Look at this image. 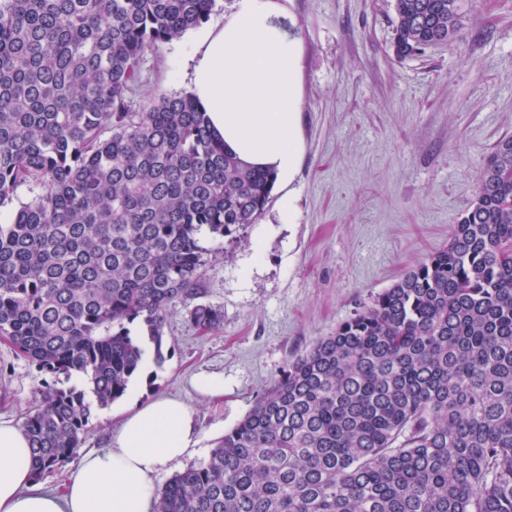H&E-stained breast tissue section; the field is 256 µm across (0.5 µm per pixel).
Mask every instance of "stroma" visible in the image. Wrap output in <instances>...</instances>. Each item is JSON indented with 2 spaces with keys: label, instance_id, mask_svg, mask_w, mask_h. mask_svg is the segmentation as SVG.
<instances>
[{
  "label": "stroma",
  "instance_id": "1",
  "mask_svg": "<svg viewBox=\"0 0 512 512\" xmlns=\"http://www.w3.org/2000/svg\"><path fill=\"white\" fill-rule=\"evenodd\" d=\"M277 3L301 51L298 170L205 268V299L223 308V329L198 335L185 308L171 307L165 363L147 364L121 399L96 410L83 443L105 447L135 401H187L201 441L163 468L160 487L206 457L293 356L446 245L494 144L512 135V0H464L458 36L402 62L390 49L394 0ZM192 50L188 31L147 51L134 107L187 92ZM197 373L223 374V401L193 389ZM43 378L0 341V418L22 423Z\"/></svg>",
  "mask_w": 512,
  "mask_h": 512
}]
</instances>
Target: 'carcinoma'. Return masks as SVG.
Wrapping results in <instances>:
<instances>
[{
    "label": "carcinoma",
    "mask_w": 512,
    "mask_h": 512,
    "mask_svg": "<svg viewBox=\"0 0 512 512\" xmlns=\"http://www.w3.org/2000/svg\"><path fill=\"white\" fill-rule=\"evenodd\" d=\"M215 2L0 0V207L32 193L0 224V340L53 377L22 422L38 480L147 351L163 366L169 308L201 335L224 325L202 271L274 174L226 149L192 95L127 97L144 53ZM395 12L398 59L461 27V0ZM154 512H512V136L448 244L296 356Z\"/></svg>",
    "instance_id": "carcinoma-1"
}]
</instances>
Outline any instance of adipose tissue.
<instances>
[{
    "label": "adipose tissue",
    "mask_w": 512,
    "mask_h": 512,
    "mask_svg": "<svg viewBox=\"0 0 512 512\" xmlns=\"http://www.w3.org/2000/svg\"><path fill=\"white\" fill-rule=\"evenodd\" d=\"M299 56L270 0H236L224 24L197 32L191 56L189 90L225 147L283 183L301 157ZM199 436L181 400L136 405L108 447L82 454L76 476L56 494L35 481L24 431L0 419V512H152L157 475Z\"/></svg>",
    "instance_id": "obj_1"
}]
</instances>
